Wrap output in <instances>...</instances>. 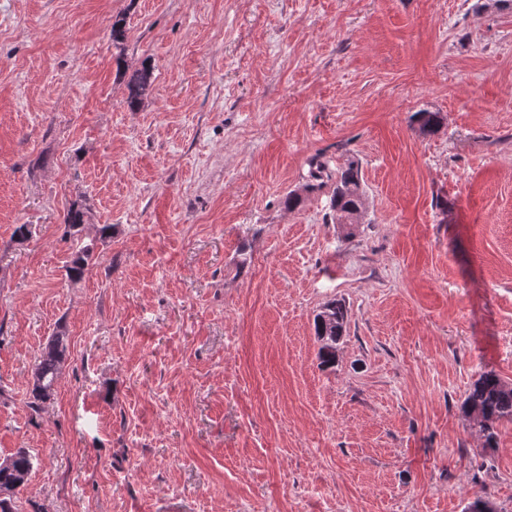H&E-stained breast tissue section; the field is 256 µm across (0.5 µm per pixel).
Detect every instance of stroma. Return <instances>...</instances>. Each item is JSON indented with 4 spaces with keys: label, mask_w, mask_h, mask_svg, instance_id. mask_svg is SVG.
<instances>
[{
    "label": "stroma",
    "mask_w": 512,
    "mask_h": 512,
    "mask_svg": "<svg viewBox=\"0 0 512 512\" xmlns=\"http://www.w3.org/2000/svg\"><path fill=\"white\" fill-rule=\"evenodd\" d=\"M145 62L133 110L117 67ZM351 161L349 227L310 171ZM75 202L112 234L73 281ZM486 372L512 383L506 0H0V457H35L18 512H512V421L489 443L463 409ZM347 326V309L340 302H330L314 318V332L320 342L319 360L324 367L336 363V346ZM67 342L68 336L65 332H57L35 360L31 370L33 400L29 404V408L34 413H39L43 404L55 393L56 380L66 361Z\"/></svg>",
    "instance_id": "stroma-1"
}]
</instances>
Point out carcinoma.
<instances>
[{
    "instance_id": "carcinoma-1",
    "label": "carcinoma",
    "mask_w": 512,
    "mask_h": 512,
    "mask_svg": "<svg viewBox=\"0 0 512 512\" xmlns=\"http://www.w3.org/2000/svg\"><path fill=\"white\" fill-rule=\"evenodd\" d=\"M154 82V68L146 63L132 70L126 80L127 102L137 108L147 96ZM415 121L424 134L437 132L441 118L437 112L422 110L415 113ZM329 204L340 224H357L365 211V198L361 188L359 168L350 164L336 175V181L329 196ZM87 212L81 205H72L66 216V224L77 234L86 224ZM95 249V240L82 242L72 251L66 265L70 279H81L88 269ZM347 326V309L344 304L333 301L327 304L314 318V332L320 342L319 360L324 367L336 363V346L344 335ZM68 336L59 331L51 337L36 358L31 370L32 401L29 408L38 413L55 393V383L66 361ZM463 408L477 415L487 441L494 439V424L501 420L512 421V383L508 384L494 373L482 374L469 390ZM33 457L29 451L20 449L0 462V491L20 485L25 476L31 473Z\"/></svg>"
}]
</instances>
